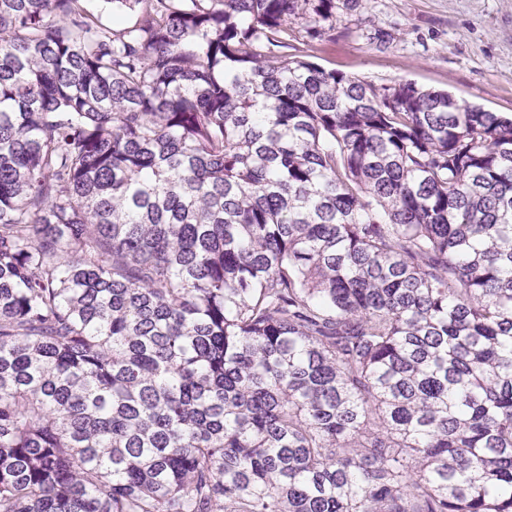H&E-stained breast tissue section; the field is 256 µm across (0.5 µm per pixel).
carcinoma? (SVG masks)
Listing matches in <instances>:
<instances>
[{
	"mask_svg": "<svg viewBox=\"0 0 512 512\" xmlns=\"http://www.w3.org/2000/svg\"><path fill=\"white\" fill-rule=\"evenodd\" d=\"M87 2L0 0V512H512V118Z\"/></svg>",
	"mask_w": 512,
	"mask_h": 512,
	"instance_id": "carcinoma-1",
	"label": "carcinoma"
}]
</instances>
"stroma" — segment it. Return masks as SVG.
I'll use <instances>...</instances> for the list:
<instances>
[{"instance_id": "1", "label": "stroma", "mask_w": 512, "mask_h": 512, "mask_svg": "<svg viewBox=\"0 0 512 512\" xmlns=\"http://www.w3.org/2000/svg\"><path fill=\"white\" fill-rule=\"evenodd\" d=\"M289 53L375 83L412 80L512 115V0H351L320 38Z\"/></svg>"}]
</instances>
